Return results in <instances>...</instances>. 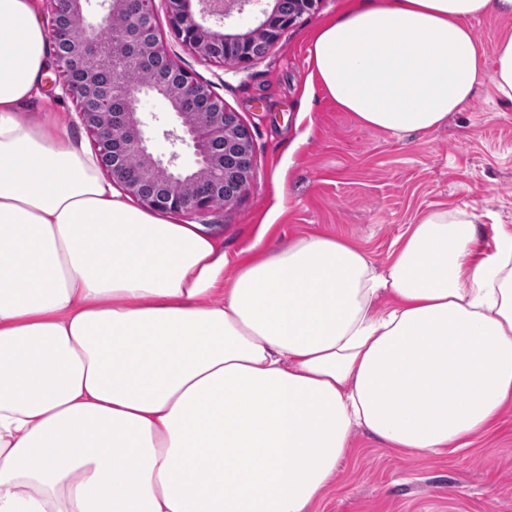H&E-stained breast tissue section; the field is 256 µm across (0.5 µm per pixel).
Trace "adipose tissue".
<instances>
[{
  "instance_id": "obj_1",
  "label": "adipose tissue",
  "mask_w": 512,
  "mask_h": 512,
  "mask_svg": "<svg viewBox=\"0 0 512 512\" xmlns=\"http://www.w3.org/2000/svg\"><path fill=\"white\" fill-rule=\"evenodd\" d=\"M512 0H350L311 79L401 135L469 103L471 22ZM38 0H0V512H311L366 428L467 448L512 401V225H410L385 269L297 238L225 276L224 244L127 202L37 107Z\"/></svg>"
}]
</instances>
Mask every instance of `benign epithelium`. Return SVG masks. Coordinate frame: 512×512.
Returning a JSON list of instances; mask_svg holds the SVG:
<instances>
[{"label": "benign epithelium", "instance_id": "7a95c632", "mask_svg": "<svg viewBox=\"0 0 512 512\" xmlns=\"http://www.w3.org/2000/svg\"><path fill=\"white\" fill-rule=\"evenodd\" d=\"M50 43L63 93L76 101L81 124L91 134L100 167L112 182L150 209L204 222L217 198L229 204L246 186L252 170L251 132L224 105L212 85L182 69L169 55L155 25L154 0H99L101 13L88 16L91 0H47ZM170 23L181 42L206 61H224V45L248 44L261 35L272 46L293 25L282 0L261 10L265 19L248 33L219 30L233 12L263 0H200V17L190 0H167ZM82 20L81 33L68 31ZM150 61L161 75L130 82L131 73ZM160 96L170 106L171 123L162 130L167 151L152 149V123L145 98ZM192 149L195 165L180 162L182 146Z\"/></svg>", "mask_w": 512, "mask_h": 512}]
</instances>
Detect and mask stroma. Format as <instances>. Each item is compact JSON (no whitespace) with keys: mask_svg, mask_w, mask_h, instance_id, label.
Masks as SVG:
<instances>
[{"mask_svg":"<svg viewBox=\"0 0 512 512\" xmlns=\"http://www.w3.org/2000/svg\"><path fill=\"white\" fill-rule=\"evenodd\" d=\"M348 4L321 0L241 66L200 59L172 30L165 0H155L166 50L212 84L252 135L248 183L234 203L215 208L206 230L232 260L257 243L281 249L323 234L348 240L382 269L422 213L464 208L492 246L494 225H512V102L493 82L495 44L512 19L489 13L472 23L486 63L473 100L440 128L397 137L362 125L309 83L310 38ZM314 512H512V404L487 434L452 454L393 453L355 429Z\"/></svg>","mask_w":512,"mask_h":512,"instance_id":"stroma-1","label":"stroma"}]
</instances>
